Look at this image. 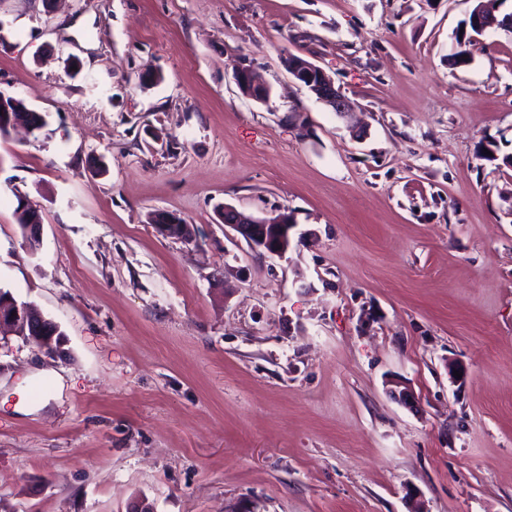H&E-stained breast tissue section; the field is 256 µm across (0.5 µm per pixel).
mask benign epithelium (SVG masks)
<instances>
[{
	"label": "benign epithelium",
	"mask_w": 512,
	"mask_h": 512,
	"mask_svg": "<svg viewBox=\"0 0 512 512\" xmlns=\"http://www.w3.org/2000/svg\"><path fill=\"white\" fill-rule=\"evenodd\" d=\"M474 24L483 33L489 30L512 33V16L502 21L494 15H484L480 7L475 10ZM285 65L294 79L315 95L317 100L340 116L349 114L350 102L335 87L333 80L323 69L296 55L288 56ZM235 82L247 98L261 101L266 96L267 84L249 67H243L236 73ZM14 106L15 99L0 93V115L9 117L5 124L8 130L22 126L21 120L12 117ZM224 224L242 236L252 248L277 256H283L289 250L297 228V224L289 216L278 223H267L228 206L224 207ZM156 228L165 236L186 241L194 236L193 225L183 223L179 217L171 213L163 214ZM5 329L14 336L23 337L50 356L62 354L64 336L59 330V325L45 317L34 305L19 302L11 293L0 289V332Z\"/></svg>",
	"instance_id": "7a95c632"
}]
</instances>
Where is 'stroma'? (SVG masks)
Returning <instances> with one entry per match:
<instances>
[{"mask_svg":"<svg viewBox=\"0 0 512 512\" xmlns=\"http://www.w3.org/2000/svg\"><path fill=\"white\" fill-rule=\"evenodd\" d=\"M472 6L0 0V92L46 120L0 137V288L65 335L0 346V512H512V34L452 64ZM285 65L294 79L315 95L317 100L332 108L339 116L350 113V102L335 87L333 80L323 69L296 55H288ZM240 92L247 98L262 101L266 96L267 84L250 67H242L235 75ZM22 206L26 207L27 204L22 202L17 206V223L24 224L25 226L21 228L22 234L25 240L28 242L31 240L33 243L40 245L41 241V226L42 222L37 216L32 220V218L36 215V211L33 209L25 208L22 210ZM32 220V222H31ZM31 223V224H30ZM224 224L242 236L252 248L277 256H283L289 250L297 228L289 216L278 223H266L228 206H224ZM164 213L159 223V211H155L151 218V223L157 230L165 236L176 237L186 241L192 240L194 236V228L192 224H183V221L174 214Z\"/></svg>","mask_w":512,"mask_h":512,"instance_id":"35a3bbf8","label":"stroma"}]
</instances>
